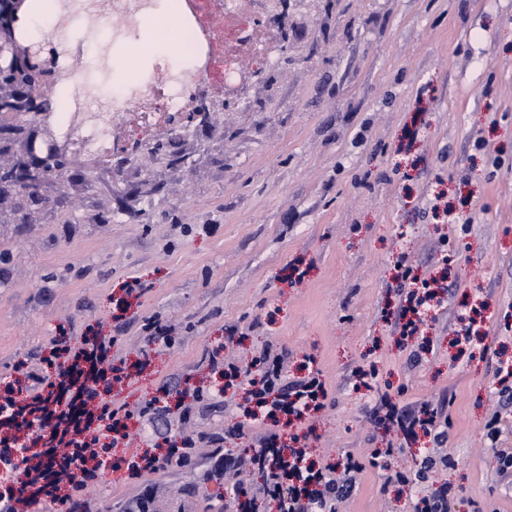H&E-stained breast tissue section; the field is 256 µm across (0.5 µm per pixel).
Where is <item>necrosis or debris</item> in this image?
Listing matches in <instances>:
<instances>
[{
    "label": "necrosis or debris",
    "instance_id": "obj_1",
    "mask_svg": "<svg viewBox=\"0 0 512 512\" xmlns=\"http://www.w3.org/2000/svg\"><path fill=\"white\" fill-rule=\"evenodd\" d=\"M64 15L76 18L96 19L107 27L108 43L99 45L90 67L93 79L87 80L83 89L69 96L65 110L56 118L61 133H68L76 114L92 116L93 122L85 132L84 153L95 160L105 155L111 146L112 133L109 117H120L129 112L141 115L140 123L152 125L166 118L171 112L187 111L192 104L190 90L200 83H229L238 71L227 66L220 67L214 51L206 47L204 38L209 28L206 18L212 17V0H194L191 13H184L182 0H173L172 8L182 15V27L186 36L184 51L192 58L188 68L165 66L160 76L143 77L118 92L106 91L98 81V74L107 72L115 65L113 46L132 45L142 18L153 10V0H58Z\"/></svg>",
    "mask_w": 512,
    "mask_h": 512
}]
</instances>
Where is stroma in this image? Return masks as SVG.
I'll return each mask as SVG.
<instances>
[{"label": "stroma", "instance_id": "obj_1", "mask_svg": "<svg viewBox=\"0 0 512 512\" xmlns=\"http://www.w3.org/2000/svg\"><path fill=\"white\" fill-rule=\"evenodd\" d=\"M289 19L285 49L267 52L265 33L229 47L257 78L214 126L182 134V168L151 152L165 124L143 133L129 116L115 133L140 148L122 173L116 156L78 158L72 179L46 188L35 223H0V378L21 361L40 372L62 332L117 336L113 357L133 363L149 317L173 325L174 342L113 388L132 406L213 380L202 359L219 344L238 364L271 351L290 379L313 364L329 392L307 419L315 459L324 468L349 452L365 463L336 512H414L416 493L391 477L414 475L422 451L374 429L363 409L380 389L403 405L449 393V463L429 482L447 486L458 512H512V473L499 471L512 403L497 384L512 362V0H302ZM479 136L489 153L474 149ZM141 180L163 185L142 218L122 195ZM440 191L453 206L469 199L468 232L426 209ZM446 252L458 261L443 265ZM403 256L421 276L449 271L416 368L396 328ZM133 278L136 297L124 288ZM370 363L376 389L355 386L352 371ZM239 401L235 389L216 396L190 431L232 426ZM179 428L174 412L134 422L112 457ZM390 443L385 468L369 466ZM210 467L204 448L160 474L106 471L91 507L130 512L148 485L151 512H236L204 480Z\"/></svg>", "mask_w": 512, "mask_h": 512}]
</instances>
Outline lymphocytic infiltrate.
<instances>
[{
    "label": "lymphocytic infiltrate",
    "mask_w": 512,
    "mask_h": 512,
    "mask_svg": "<svg viewBox=\"0 0 512 512\" xmlns=\"http://www.w3.org/2000/svg\"><path fill=\"white\" fill-rule=\"evenodd\" d=\"M401 278L411 288L400 314V334L422 335L425 312L437 297L435 283L413 275L408 266ZM110 349L100 337L86 336L75 346H54L45 359L46 371L35 376L33 384L18 379L0 383V470L11 478L6 492H0V512H25L43 499L64 505L66 512H89L86 492L111 468L110 451L127 439L132 417L109 400L113 387L129 377L124 365L113 364ZM208 362L214 369L225 365L217 349L209 353ZM228 368L249 395L250 404L241 407L240 414L250 423L267 421L274 427L283 415L299 423L306 410L322 408L327 398L318 373L284 382L280 365L266 353L246 366ZM368 415L375 424L397 426L405 437L429 436L437 447L448 439V425L440 420L442 408L430 401L400 408L382 393ZM289 440L284 448L274 431L260 436L258 452L238 459V467L263 471L259 491L278 498L282 512H335V502L353 494L361 464L347 457L339 477L334 470L308 464V434L296 431ZM165 443L164 454L125 458L129 474L141 477L174 464L190 465L201 445L223 448L224 436L182 432Z\"/></svg>",
    "instance_id": "1"
}]
</instances>
